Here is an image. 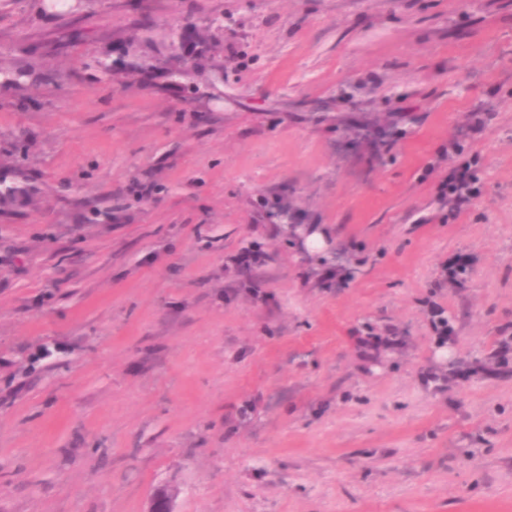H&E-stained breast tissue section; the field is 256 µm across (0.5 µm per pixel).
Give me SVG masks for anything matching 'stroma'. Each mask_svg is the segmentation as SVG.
<instances>
[{
  "label": "stroma",
  "mask_w": 512,
  "mask_h": 512,
  "mask_svg": "<svg viewBox=\"0 0 512 512\" xmlns=\"http://www.w3.org/2000/svg\"><path fill=\"white\" fill-rule=\"evenodd\" d=\"M18 70L0 512H512V0H0ZM480 103L452 217L427 165Z\"/></svg>",
  "instance_id": "stroma-1"
}]
</instances>
